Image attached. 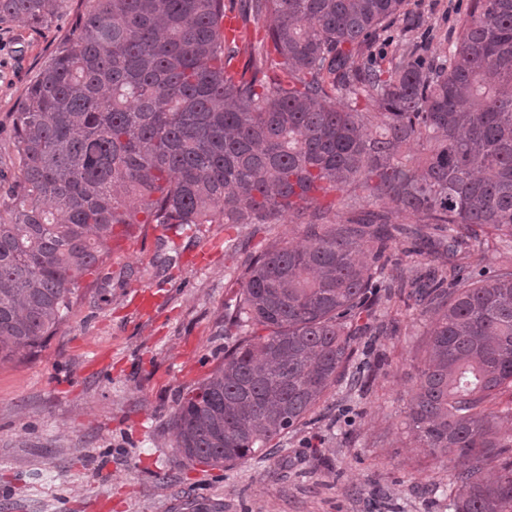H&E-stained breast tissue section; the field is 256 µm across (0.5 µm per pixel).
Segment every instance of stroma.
I'll use <instances>...</instances> for the list:
<instances>
[{"label":"stroma","mask_w":512,"mask_h":512,"mask_svg":"<svg viewBox=\"0 0 512 512\" xmlns=\"http://www.w3.org/2000/svg\"><path fill=\"white\" fill-rule=\"evenodd\" d=\"M467 0H407L411 23L373 47L390 59L413 43L439 57ZM83 0L48 19L0 23V202L18 168L14 114L42 65L74 32ZM277 224H144L112 251V285L83 289L56 334L0 363V512H448V474L420 454L408 429L425 321L380 302L358 359L364 387L331 388L310 421L233 468L177 456L170 426L180 393L234 345L224 321L239 276Z\"/></svg>","instance_id":"1"}]
</instances>
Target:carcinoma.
Returning <instances> with one entry per match:
<instances>
[{"label": "carcinoma", "mask_w": 512, "mask_h": 512, "mask_svg": "<svg viewBox=\"0 0 512 512\" xmlns=\"http://www.w3.org/2000/svg\"><path fill=\"white\" fill-rule=\"evenodd\" d=\"M65 0H0L42 21ZM73 38L15 113L18 176L0 211V362L33 352L80 296L110 286L115 229L304 225L240 275L244 337L172 418L179 454L232 467L315 412L355 362L387 241L441 233L448 265L411 281L428 346L408 412L417 447L448 461L452 512H512V0H469L446 55H370L406 0H248L266 43L233 61L225 0H86ZM323 197L293 203L294 185ZM388 210L357 218L361 206ZM353 214L336 223V206ZM415 220L414 225L396 221ZM488 234L494 269L463 264Z\"/></svg>", "instance_id": "1"}]
</instances>
